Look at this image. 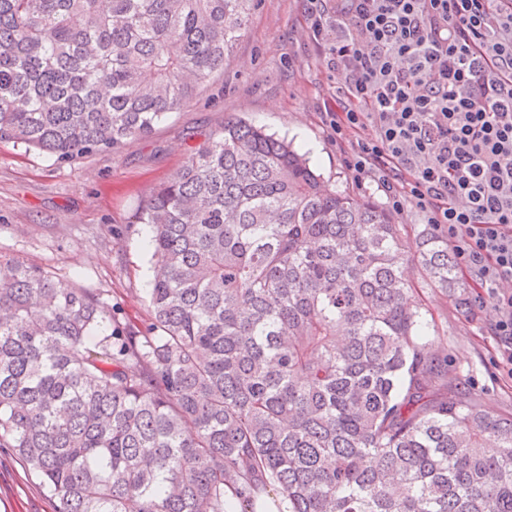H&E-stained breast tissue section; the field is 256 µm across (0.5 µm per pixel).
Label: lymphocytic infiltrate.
<instances>
[{"label": "lymphocytic infiltrate", "instance_id": "1", "mask_svg": "<svg viewBox=\"0 0 512 512\" xmlns=\"http://www.w3.org/2000/svg\"><path fill=\"white\" fill-rule=\"evenodd\" d=\"M347 168L414 209L485 289L512 365V0H306Z\"/></svg>", "mask_w": 512, "mask_h": 512}]
</instances>
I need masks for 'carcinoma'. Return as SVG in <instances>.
I'll return each instance as SVG.
<instances>
[{
	"mask_svg": "<svg viewBox=\"0 0 512 512\" xmlns=\"http://www.w3.org/2000/svg\"><path fill=\"white\" fill-rule=\"evenodd\" d=\"M255 0H0V141L119 149L224 68ZM143 328L0 256V448L56 512H512V416L452 387L408 302L465 284L430 225L326 184L230 119L141 205ZM102 333L96 349L83 338Z\"/></svg>",
	"mask_w": 512,
	"mask_h": 512,
	"instance_id": "obj_1",
	"label": "carcinoma"
}]
</instances>
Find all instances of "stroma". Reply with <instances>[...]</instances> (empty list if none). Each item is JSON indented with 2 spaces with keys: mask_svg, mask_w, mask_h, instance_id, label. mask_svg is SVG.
Masks as SVG:
<instances>
[{
  "mask_svg": "<svg viewBox=\"0 0 512 512\" xmlns=\"http://www.w3.org/2000/svg\"><path fill=\"white\" fill-rule=\"evenodd\" d=\"M336 81L312 41L303 0H256L224 71L151 134L68 164L0 142V255L47 268L96 294L105 310L140 325L149 317L152 257L142 202L231 118L292 140L337 188L379 199L346 167L349 145L323 123ZM448 349L452 382L488 411L512 415V371L489 308L421 285ZM55 503L12 449L0 448V512H54Z\"/></svg>",
  "mask_w": 512,
  "mask_h": 512,
  "instance_id": "stroma-1",
  "label": "stroma"
}]
</instances>
